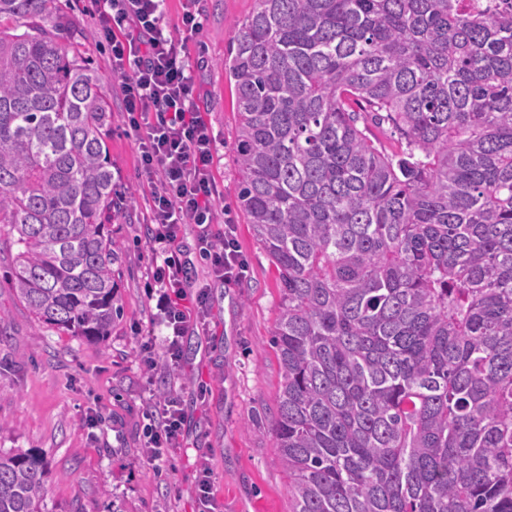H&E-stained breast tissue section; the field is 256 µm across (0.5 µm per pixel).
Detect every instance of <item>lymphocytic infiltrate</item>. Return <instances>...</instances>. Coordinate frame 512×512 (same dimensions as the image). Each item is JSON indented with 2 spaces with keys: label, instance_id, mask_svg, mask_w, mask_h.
Here are the masks:
<instances>
[{
  "label": "lymphocytic infiltrate",
  "instance_id": "1",
  "mask_svg": "<svg viewBox=\"0 0 512 512\" xmlns=\"http://www.w3.org/2000/svg\"><path fill=\"white\" fill-rule=\"evenodd\" d=\"M121 79L122 109L139 150V179L150 193L148 243L154 256L150 297L168 330L167 349L178 359L183 337L201 321L207 293L188 296V267L177 253L179 227H197L196 249L217 281L231 286L247 273L234 241L211 232L219 191L212 176L214 132L196 110L194 63L183 41L164 24L166 0H94ZM141 458L159 467L182 446L184 417L176 398L149 402Z\"/></svg>",
  "mask_w": 512,
  "mask_h": 512
}]
</instances>
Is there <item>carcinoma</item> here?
<instances>
[{
	"label": "carcinoma",
	"instance_id": "1",
	"mask_svg": "<svg viewBox=\"0 0 512 512\" xmlns=\"http://www.w3.org/2000/svg\"><path fill=\"white\" fill-rule=\"evenodd\" d=\"M255 0L224 73L278 272L291 512H512V0ZM60 0H0V224L40 322L122 315L111 105ZM387 122L404 148L368 135ZM0 452V512H42Z\"/></svg>",
	"mask_w": 512,
	"mask_h": 512
}]
</instances>
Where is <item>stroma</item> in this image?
I'll use <instances>...</instances> for the list:
<instances>
[{"label": "stroma", "mask_w": 512, "mask_h": 512, "mask_svg": "<svg viewBox=\"0 0 512 512\" xmlns=\"http://www.w3.org/2000/svg\"><path fill=\"white\" fill-rule=\"evenodd\" d=\"M77 48L91 60L112 104L111 157L133 202L113 213L123 262L118 270L123 316L105 339L89 341L37 322L11 287L16 249L0 236V451L43 456L50 470L49 512H195L197 468L210 471L215 512H289L288 479L273 433L281 383L272 331L280 311L277 271L236 206L237 115L224 59L254 0H203V27L187 39L200 63L196 107L218 138L214 177L220 196L213 233L237 227L246 278L224 287L194 253L197 228L181 227L191 259L186 291L208 286L205 326L189 332L177 369L167 367L163 330L147 288L153 255L147 245V193L139 155L126 133L120 80L100 33L92 0H71ZM178 397L183 447L161 471L140 452L151 393Z\"/></svg>", "instance_id": "obj_1"}]
</instances>
